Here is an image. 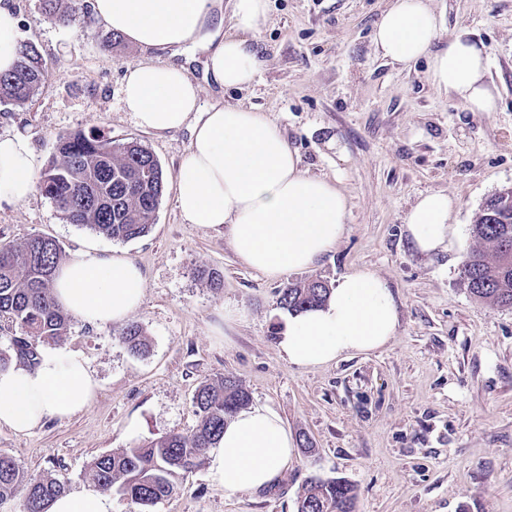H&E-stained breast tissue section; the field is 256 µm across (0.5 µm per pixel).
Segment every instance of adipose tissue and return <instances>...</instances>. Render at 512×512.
Listing matches in <instances>:
<instances>
[{"mask_svg": "<svg viewBox=\"0 0 512 512\" xmlns=\"http://www.w3.org/2000/svg\"><path fill=\"white\" fill-rule=\"evenodd\" d=\"M94 20L142 50L194 46L206 55L209 83L243 90L260 66L251 38L269 22L268 0H89ZM233 33H225V24ZM22 40L17 0H0V74L11 72ZM376 52L410 65L429 57V81L469 112H492L497 92L489 56L467 30L445 37L430 0H387L372 36ZM201 86L185 66L139 63L126 70L122 101L136 125L158 135L190 128L176 172V204L187 223L228 228L244 266L276 280L314 267L344 233L349 199L328 178L301 169L280 128L243 105L203 104ZM36 156L20 133L0 136V202L22 203L36 189ZM455 201L421 195L406 233L425 255L460 249ZM145 276L132 261L84 252L62 263L57 303L91 324H120L137 312ZM398 306L388 282L368 270L342 277L326 305L289 316L279 341L289 365L312 368L382 349L395 336ZM98 382L77 352L42 351L36 366L0 371V428L26 434L45 420H67L96 397ZM295 458V440L266 408L237 413L208 453L213 484L232 497L270 486Z\"/></svg>", "mask_w": 512, "mask_h": 512, "instance_id": "ef3b65f1", "label": "adipose tissue"}]
</instances>
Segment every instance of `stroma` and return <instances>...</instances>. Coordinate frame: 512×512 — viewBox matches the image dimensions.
Wrapping results in <instances>:
<instances>
[{
	"mask_svg": "<svg viewBox=\"0 0 512 512\" xmlns=\"http://www.w3.org/2000/svg\"><path fill=\"white\" fill-rule=\"evenodd\" d=\"M445 33L467 29L490 56L498 91L493 112H468L426 78L428 58L403 69L378 56L375 22L386 0H269L271 20L256 43L254 83L224 101L265 112L280 127L300 165L336 180L350 201L345 231L312 269L271 280L236 258L224 230L189 224L175 202L172 178L189 129L157 136L123 109L122 78L142 61L188 63L203 79L205 56L107 49L108 31L75 16L60 25L42 0H18L25 40L41 52L45 81L18 107L0 103V134L27 135L38 170L59 136L97 129L137 139L159 160L167 182L149 233L128 242L66 223L35 192L0 204V244L32 235L58 241L65 258L93 249L137 264L146 278L130 323L152 342L138 357L117 339L118 325L73 321L60 349L84 356L99 389L71 419L47 421L27 435L0 428V454L28 473L51 474L67 492L90 490L95 456L161 436L188 434L198 418V385L233 377L251 407L280 416L312 450L270 487L225 497L206 468L179 473L173 495L151 512H296L309 479L354 485L355 512H512V308L470 295L461 284L463 257L426 256L410 245L407 214L420 194L443 192L464 248L487 198L512 187V0H432ZM199 268L222 272V288L199 280ZM369 269L396 296L399 326L381 350L303 369L279 349L288 313L286 283ZM238 314L222 320L224 310ZM138 416L142 428L126 437Z\"/></svg>",
	"mask_w": 512,
	"mask_h": 512,
	"instance_id": "stroma-1",
	"label": "stroma"
}]
</instances>
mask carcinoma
Returning a JSON list of instances; mask_svg holds the SVG:
<instances>
[{
	"label": "carcinoma",
	"instance_id": "carcinoma-1",
	"mask_svg": "<svg viewBox=\"0 0 512 512\" xmlns=\"http://www.w3.org/2000/svg\"><path fill=\"white\" fill-rule=\"evenodd\" d=\"M46 11L62 25L72 14H89L80 0H43ZM45 79L42 55L31 42L19 47L14 70L0 76V103L23 106ZM39 186L68 224H78L112 240L144 236L154 222L165 187V174L153 153L140 142H120L101 133L78 132L59 138L57 154L41 174ZM472 236L480 247L467 252L461 281L473 296L512 307V189L505 188L483 204ZM63 251L53 239L35 235L20 245L0 248V314L19 328L10 347L0 351V370L19 361L38 364L42 347L61 342L70 332L72 316L53 296V280ZM331 288L315 278L292 283L281 291L280 305L300 312L327 302ZM118 336L137 355L150 350L139 325ZM250 402L249 391L232 377L202 383L194 397L198 416L189 435L172 434L133 448L103 454L87 466L86 476L98 491L150 512L174 490L172 478L199 467L209 448L216 447L224 424ZM23 494L25 512H46L49 502L65 493L50 475H30L15 459L0 454V503ZM356 492L341 478H311L297 496V512H355Z\"/></svg>",
	"mask_w": 512,
	"mask_h": 512
}]
</instances>
